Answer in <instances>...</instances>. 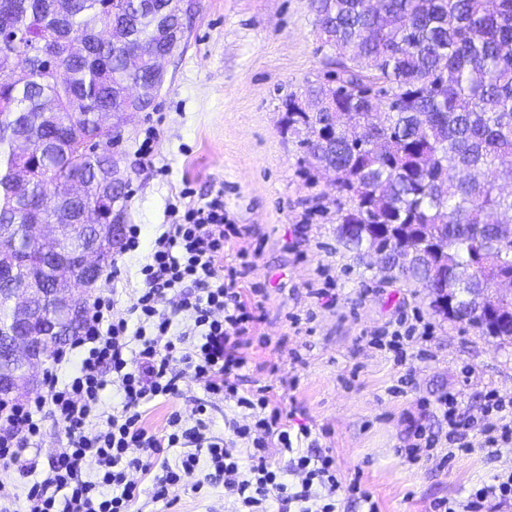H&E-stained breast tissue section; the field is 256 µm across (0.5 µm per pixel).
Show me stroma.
Segmentation results:
<instances>
[{
    "instance_id": "stroma-1",
    "label": "stroma",
    "mask_w": 512,
    "mask_h": 512,
    "mask_svg": "<svg viewBox=\"0 0 512 512\" xmlns=\"http://www.w3.org/2000/svg\"><path fill=\"white\" fill-rule=\"evenodd\" d=\"M187 35V49L165 65L153 108L121 128V222L142 228L136 252L112 256L121 279L140 287L139 269L171 207L184 206V186L199 199L223 190L227 223L247 234L225 247L220 263L239 264L240 251L249 253V283L264 301L256 333L271 339L249 345L248 377L274 386L318 447L332 449L343 479H360L380 512H428L432 502L463 499L476 483L512 471L504 446L459 452L444 465L439 448L419 464L399 454L409 418L437 429L442 394H458L474 417L487 390L512 397V344L435 315L422 293L383 279L338 242L332 177L305 164L281 127L283 98L327 70L311 0H194ZM151 127L149 168L138 149ZM317 288L326 299L315 298ZM417 314L435 327L427 361L399 365L367 343L368 332ZM283 377L293 386L279 389ZM407 378V394L394 396Z\"/></svg>"
}]
</instances>
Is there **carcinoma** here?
I'll return each instance as SVG.
<instances>
[{
  "mask_svg": "<svg viewBox=\"0 0 512 512\" xmlns=\"http://www.w3.org/2000/svg\"><path fill=\"white\" fill-rule=\"evenodd\" d=\"M179 0H0V336L12 288L55 287L26 225L72 224L81 205L123 215L105 187L98 116L149 110ZM312 0L334 56L323 80L282 100L283 131L333 169L336 236L421 289L442 318L512 343V0ZM498 306L499 319L481 305ZM43 307L32 332L52 341Z\"/></svg>",
  "mask_w": 512,
  "mask_h": 512,
  "instance_id": "1",
  "label": "carcinoma"
}]
</instances>
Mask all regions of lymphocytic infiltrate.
I'll return each instance as SVG.
<instances>
[{
  "instance_id": "obj_1",
  "label": "lymphocytic infiltrate",
  "mask_w": 512,
  "mask_h": 512,
  "mask_svg": "<svg viewBox=\"0 0 512 512\" xmlns=\"http://www.w3.org/2000/svg\"><path fill=\"white\" fill-rule=\"evenodd\" d=\"M171 214L141 269L144 285L133 289L127 316H114L113 299L94 298L81 333L45 370L43 394L0 404V468L26 480L22 487L0 481V512H132L142 499L170 507L186 486L196 494L206 486L223 489L224 512H272L276 502L296 512H340L347 498L379 512L358 482L338 476L332 449L300 450L311 430L292 427V412L270 386L242 387L263 302L247 284L250 265L217 264L226 245L244 234L224 221L223 190ZM164 295L166 309L159 305ZM433 334L432 324L400 321L374 332L370 342L398 361L422 360ZM69 363L75 369L67 374ZM189 376L202 383L205 397L172 411L161 430L149 428V405L183 397ZM109 387L122 398L111 412L102 404ZM223 401L236 409L224 420L225 435L212 429ZM485 411L497 414V422L467 416L456 395L440 397L439 430L428 433L410 422L415 442L405 459L427 460L441 445L468 451L511 444L512 398L489 391ZM47 414L64 426L66 441L44 467L34 450ZM277 455L287 456L286 467L273 464ZM492 500H512V471L464 499L434 502L430 512H484Z\"/></svg>"
}]
</instances>
